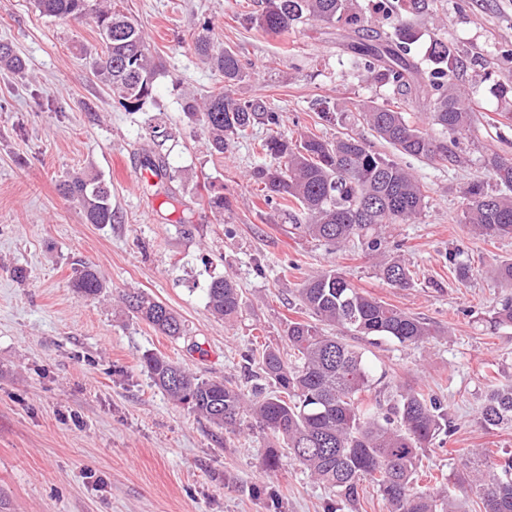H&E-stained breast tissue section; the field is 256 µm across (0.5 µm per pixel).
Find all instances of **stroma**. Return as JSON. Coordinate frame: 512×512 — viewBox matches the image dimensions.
<instances>
[{"label":"stroma","mask_w":512,"mask_h":512,"mask_svg":"<svg viewBox=\"0 0 512 512\" xmlns=\"http://www.w3.org/2000/svg\"><path fill=\"white\" fill-rule=\"evenodd\" d=\"M247 2L112 0L142 27L160 65L152 100L130 112L80 57L83 46L104 50L93 15L61 19L41 14L35 0H0V40L27 62L24 73L0 71V512H325L335 489L286 457L270 470L267 439L249 420L225 433L173 402L141 359L155 353L200 378L231 379L248 398L258 385L273 391L259 357L269 346L286 349L287 322L308 317L298 288L329 268L436 330L418 347L337 331L372 366L371 403L388 408L408 384L439 398L453 431L444 450L425 452L421 485L478 512L458 480L470 449L490 459L512 451V429L478 419L491 385L512 381V325L489 321L506 293L492 272L512 258V238L486 241L458 221L462 189L483 174L480 157H512V0H435L433 12L414 19L420 38L410 57L429 73L430 42H451L467 63L461 84L474 119L457 141L456 165L405 160L428 204L388 231L392 255L415 274L404 291L380 278L362 248L290 233L250 178L265 128L248 129L218 155L201 122L185 116L187 98L224 84L192 44L207 23L215 44L245 67L234 97L265 100L290 136L349 132L388 152L350 109L397 96L364 82L348 28L312 22L268 33L251 23ZM324 101L336 103L334 121L321 119ZM154 125L170 134L163 179L140 171ZM83 171L111 181L115 223H86L58 193L62 176ZM214 194L224 197L223 214L207 204ZM456 262L473 267L469 282L456 281ZM82 266L105 283L99 297L74 291ZM224 276L242 295L230 323L207 307L209 284ZM129 291L169 305L183 336L132 317L119 301Z\"/></svg>","instance_id":"35a3bbf8"}]
</instances>
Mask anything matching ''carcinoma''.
<instances>
[{"label":"carcinoma","instance_id":"carcinoma-1","mask_svg":"<svg viewBox=\"0 0 512 512\" xmlns=\"http://www.w3.org/2000/svg\"><path fill=\"white\" fill-rule=\"evenodd\" d=\"M430 0H394L390 9L401 16L392 34H381L368 18L347 12V0H263L251 21L266 32H282L304 21L343 22L355 34L358 57L353 60L366 73V81L391 85L402 98L418 94V65L406 57L418 41L411 17L428 10ZM40 13L66 18L95 15L105 46L91 58L94 76L116 94L129 111H139L153 98L158 64L146 36L131 17L115 11L104 0H36ZM195 48L202 62L218 70L224 87L201 99L189 98L185 114L202 122L211 149L222 154L234 136L254 125L268 135L258 143L259 153L271 163L257 167L252 177L261 185L265 200H283L291 228L304 237L341 246L357 240L376 259L381 278L391 287H413L414 276L400 260L388 255L386 229L407 223L426 206L424 186L401 163L366 147L363 139L344 133L325 140L313 133L294 139L284 131L282 113L264 101L238 99L231 87L242 81L241 60L232 51L199 36ZM432 123L451 141L472 123V110L460 87L464 63L448 42L435 39L429 47ZM0 69L26 70V61L13 43L0 41ZM353 119L367 126L400 154L430 161L457 162L448 146L410 123L399 107L359 101ZM141 168L152 175H167L165 154L143 155ZM488 180L479 179L462 190L460 221L484 239L512 237V158L491 154L484 159ZM60 195L76 203L89 224H112L110 184L100 174L73 173L57 184ZM72 287L81 297H98L105 284L98 273L84 267L74 271ZM309 321H288V351L267 348L260 360L263 375L276 390L251 405L230 381L201 380L177 363L146 354L142 364L172 400L228 433L249 410L258 427L270 435L267 464L279 467L278 448L320 483L355 500L358 485L370 481L389 505V512H457L455 501L444 493L417 488L423 452L443 447L440 435H449L447 414L438 399L413 386L399 391L389 411L380 413L364 398L371 381V366L363 354L325 327L339 326L356 335L389 338L402 345H419L435 334L428 323L378 300L351 284L342 273L328 269L305 279L298 289ZM135 318L171 338L183 335L184 324L162 302L143 292L121 296ZM242 297L230 277L213 280L207 305L224 319L236 317ZM490 322L512 325V294L493 308ZM488 427L512 428V384L494 386L480 412ZM476 489L483 512H512V453L485 469L459 475Z\"/></svg>","mask_w":512,"mask_h":512}]
</instances>
